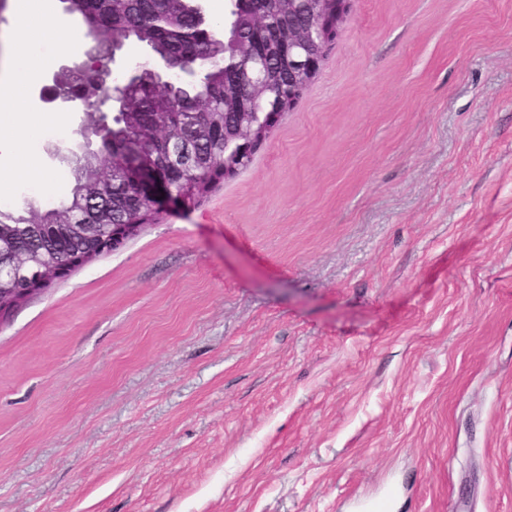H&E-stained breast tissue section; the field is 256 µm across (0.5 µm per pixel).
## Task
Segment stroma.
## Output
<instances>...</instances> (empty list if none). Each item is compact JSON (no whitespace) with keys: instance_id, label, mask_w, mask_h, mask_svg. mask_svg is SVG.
I'll use <instances>...</instances> for the list:
<instances>
[{"instance_id":"obj_1","label":"stroma","mask_w":512,"mask_h":512,"mask_svg":"<svg viewBox=\"0 0 512 512\" xmlns=\"http://www.w3.org/2000/svg\"><path fill=\"white\" fill-rule=\"evenodd\" d=\"M367 505L512 512V0H352L247 169L0 323V512Z\"/></svg>"}]
</instances>
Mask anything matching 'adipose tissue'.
Returning a JSON list of instances; mask_svg holds the SVG:
<instances>
[{
	"mask_svg": "<svg viewBox=\"0 0 512 512\" xmlns=\"http://www.w3.org/2000/svg\"><path fill=\"white\" fill-rule=\"evenodd\" d=\"M18 21L12 30L14 52L10 60L0 66V107L15 103L20 88L27 83L31 72L42 66L41 56L27 53L26 47L34 38L27 30L26 21L43 25L56 40L60 49H69L74 39L73 31L58 17L52 0H25ZM21 173L26 179L41 182L45 172L35 165H21L17 142L0 136V195L11 190L12 176Z\"/></svg>",
	"mask_w": 512,
	"mask_h": 512,
	"instance_id": "obj_1",
	"label": "adipose tissue"
}]
</instances>
